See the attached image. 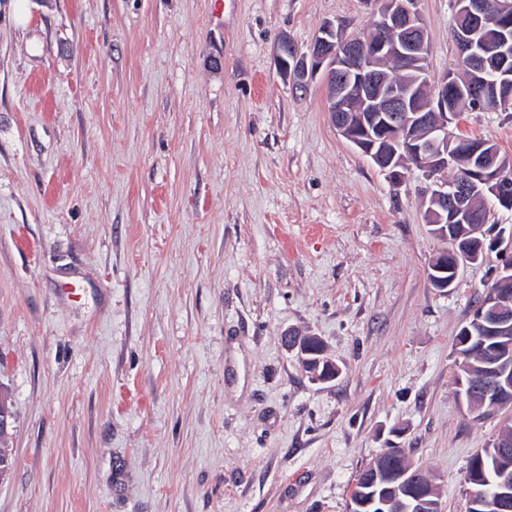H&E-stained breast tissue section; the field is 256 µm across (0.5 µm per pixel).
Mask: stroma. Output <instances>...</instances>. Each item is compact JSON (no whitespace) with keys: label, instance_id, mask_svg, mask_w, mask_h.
Instances as JSON below:
<instances>
[{"label":"stroma","instance_id":"35a3bbf8","mask_svg":"<svg viewBox=\"0 0 512 512\" xmlns=\"http://www.w3.org/2000/svg\"><path fill=\"white\" fill-rule=\"evenodd\" d=\"M439 75L454 0H420ZM361 0H0V512H348L387 448L467 512L503 421L457 394L495 257L432 288L425 182L334 126L276 45ZM456 133L512 157V111ZM341 369L314 384L286 331ZM499 438L500 436L497 437L491 448L481 449L480 452L474 454L470 459L467 481L471 487L475 482H484L486 478H491L498 466H508L512 470V447L507 456H501L499 459L497 457V448H507L506 444H496ZM495 444L496 448H493Z\"/></svg>","mask_w":512,"mask_h":512}]
</instances>
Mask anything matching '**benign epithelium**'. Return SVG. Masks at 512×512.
Here are the masks:
<instances>
[{
    "mask_svg": "<svg viewBox=\"0 0 512 512\" xmlns=\"http://www.w3.org/2000/svg\"><path fill=\"white\" fill-rule=\"evenodd\" d=\"M374 5L377 18L375 33L370 36L346 35L329 22L321 35L300 52L288 36L278 41L277 63L285 79L299 89L307 86L308 77L325 70L328 94L326 105L332 120L353 146L384 166L396 183L408 170L421 172L426 187L422 193L426 224L433 234H448L450 224H470L477 246L439 253L431 262L428 279L441 290L459 287L465 267L496 253L492 290L473 310L472 319L480 331L505 345H512V320L504 317L502 287L512 283V234L504 231L488 236L485 225L477 223L471 203L489 196L512 209V160L497 162L487 159L489 142L467 144L451 136L450 124L457 116L451 104L458 97L474 99L480 106L488 103L512 105L509 86L512 70V0H459V12L469 17L463 27L455 23L453 38L466 58L459 70L436 77L427 67L429 44L425 21L418 9L419 0H362ZM502 30L500 39L489 44L480 33L489 23ZM394 63L406 73L402 79H391L379 71L381 63ZM426 77L429 94L418 105L421 77ZM463 169L467 176L438 178L448 169ZM310 337L289 335L285 343L296 352L301 363L327 360L325 351L312 352ZM316 354V359L309 358ZM482 405L492 409L512 402V361L496 357L487 367L485 384L480 389ZM372 484L381 487L383 512H429L438 507L430 496L438 495L436 485L421 469L408 472L379 456L371 463ZM409 484L411 491L402 498L399 490ZM481 502H471L485 512H512V472L502 470L494 488L480 492Z\"/></svg>",
    "mask_w": 512,
    "mask_h": 512,
    "instance_id": "benign-epithelium-1",
    "label": "benign epithelium"
}]
</instances>
